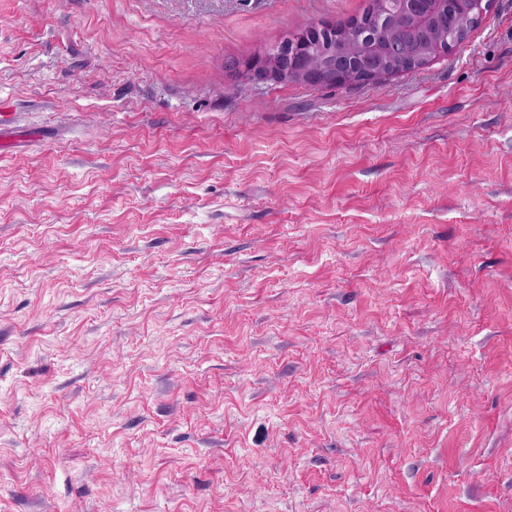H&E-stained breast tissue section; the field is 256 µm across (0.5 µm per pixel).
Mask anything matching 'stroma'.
Returning a JSON list of instances; mask_svg holds the SVG:
<instances>
[{
	"mask_svg": "<svg viewBox=\"0 0 512 512\" xmlns=\"http://www.w3.org/2000/svg\"><path fill=\"white\" fill-rule=\"evenodd\" d=\"M365 4L0 0V512H512V0L224 68ZM462 5V11L458 15L448 16V21L455 20V27L448 28V32H443L442 39L446 42H461L466 38L467 31L465 25L459 22V17L464 15L473 18L475 21L482 22L490 9L493 0H457ZM449 38V40H448ZM326 63L318 68H296L288 63L285 50H279V45L262 48L245 65L237 71L255 84L267 82L298 81L306 84L332 83L336 80V60L325 57ZM372 54L378 57L380 61V69L372 72L375 76L367 80H359L358 73L351 69H342L338 71L337 78L345 83H370L377 82L382 77H385V72L392 66L394 58L400 55L402 46L394 44L390 47L371 46L368 48Z\"/></svg>",
	"mask_w": 512,
	"mask_h": 512,
	"instance_id": "stroma-1",
	"label": "stroma"
}]
</instances>
